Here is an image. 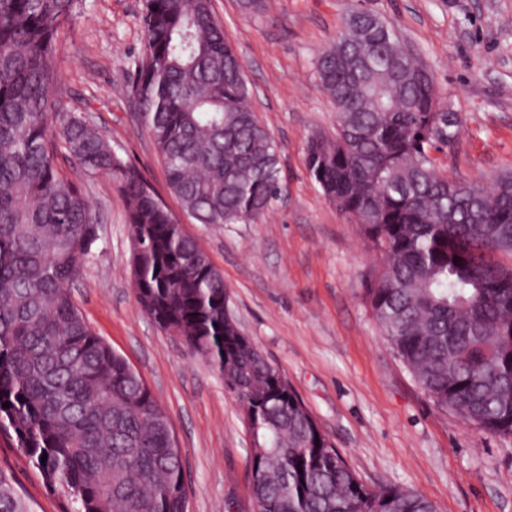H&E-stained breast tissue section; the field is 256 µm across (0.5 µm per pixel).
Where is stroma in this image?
<instances>
[{"mask_svg": "<svg viewBox=\"0 0 512 512\" xmlns=\"http://www.w3.org/2000/svg\"><path fill=\"white\" fill-rule=\"evenodd\" d=\"M214 0L246 66L253 110L281 147L288 194L243 224H201L169 192L132 96L143 49L142 0H79L59 34L52 67L67 111L89 113L176 222L224 274L242 332L289 385L367 485L400 484L437 512H512V438L487 434L436 409L372 316L365 298L380 264L310 176L304 147L331 131L335 107L315 60L355 10L395 25L435 76L463 133L436 153L448 178L490 185L512 169V0ZM92 201L101 239L74 282L92 330L139 372L166 410L182 451L188 512H252L248 434L235 397L208 364L151 320L136 301L127 201L107 174L58 156ZM0 472L34 512H59L24 455L0 438Z\"/></svg>", "mask_w": 512, "mask_h": 512, "instance_id": "obj_1", "label": "stroma"}]
</instances>
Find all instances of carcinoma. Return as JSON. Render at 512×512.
<instances>
[{"mask_svg": "<svg viewBox=\"0 0 512 512\" xmlns=\"http://www.w3.org/2000/svg\"><path fill=\"white\" fill-rule=\"evenodd\" d=\"M76 0H0V434L62 494L63 512H187L181 449L143 377L97 336L70 284L95 258L93 204L63 152L127 199L137 300L175 330L250 414L257 512H436L349 467L279 369L239 334L224 277L163 201L78 112H59L51 64ZM134 94L169 190L200 224H239L286 192L280 147L252 110L243 61L211 0H144ZM398 30L354 11L316 60L334 133L306 144L310 176L361 225L381 268L366 300L435 406L512 437V170L492 186L440 174L461 134ZM9 407H3V403ZM47 459H42V456ZM0 512H32L0 472Z\"/></svg>", "mask_w": 512, "mask_h": 512, "instance_id": "1", "label": "carcinoma"}]
</instances>
